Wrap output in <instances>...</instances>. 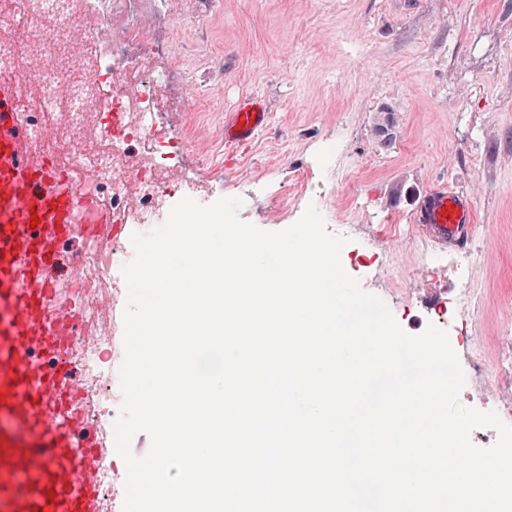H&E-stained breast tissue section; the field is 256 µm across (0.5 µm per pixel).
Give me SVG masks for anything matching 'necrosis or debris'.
<instances>
[{
  "mask_svg": "<svg viewBox=\"0 0 512 512\" xmlns=\"http://www.w3.org/2000/svg\"><path fill=\"white\" fill-rule=\"evenodd\" d=\"M134 3L112 0L113 14L124 16V23L93 29L88 10L77 7L74 0H17L10 22L19 38L0 44V70L7 72L24 44L35 42L43 19L53 20L51 33L61 39L74 29L90 31L82 50L93 76L91 84L71 83L69 97L58 99L54 82L67 79L68 74L57 64L40 63L23 80L25 86L34 87L39 107L24 110L21 130L26 151H37L50 135L63 147L58 156L62 167L74 172L84 164L95 166L99 180L90 192L111 210L113 223L125 227L121 235L106 234L85 242L82 261H73L69 249H62L60 259L73 265L76 280L59 282L53 298L54 303L82 314L83 338L72 355L85 385V422L110 444L115 441L110 419L112 350L124 338L115 312L127 300L122 269L134 257L131 236L163 225L171 207L183 198L201 205L207 202L200 187L173 183L170 165L154 149L170 138L157 123L158 113L181 109L183 100L177 75L148 65L156 31L140 21ZM93 86L98 89L101 111L112 116V126L99 129L96 140L90 141L84 135V112ZM133 195L140 200L135 209L127 205Z\"/></svg>",
  "mask_w": 512,
  "mask_h": 512,
  "instance_id": "obj_1",
  "label": "necrosis or debris"
}]
</instances>
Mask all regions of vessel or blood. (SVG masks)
I'll list each match as a JSON object with an SVG mask.
<instances>
[{
	"instance_id": "1",
	"label": "vessel or blood",
	"mask_w": 512,
	"mask_h": 512,
	"mask_svg": "<svg viewBox=\"0 0 512 512\" xmlns=\"http://www.w3.org/2000/svg\"><path fill=\"white\" fill-rule=\"evenodd\" d=\"M18 105L0 87V413L24 421L41 438L25 449L0 441V512H102L95 463L106 444L78 447L76 431L84 409L82 384L68 354L80 326L76 313L48 322L43 311L61 274L59 239L122 232L111 214L92 198H78L53 151L24 153L16 122ZM269 122L266 100L244 94L224 113L227 145L250 144ZM85 211V227L73 212ZM424 237L438 247L459 246L475 231L470 199L438 187L426 194L416 214ZM52 225L44 237L34 223Z\"/></svg>"
}]
</instances>
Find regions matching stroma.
<instances>
[{"instance_id": "stroma-1", "label": "stroma", "mask_w": 512, "mask_h": 512, "mask_svg": "<svg viewBox=\"0 0 512 512\" xmlns=\"http://www.w3.org/2000/svg\"><path fill=\"white\" fill-rule=\"evenodd\" d=\"M168 14L159 39L199 89L194 110L158 116L183 140L179 181L243 198L241 220L281 231L315 177L328 231L349 238L344 270L407 334L447 331L463 406L512 405V0H170ZM249 92L270 123L251 146L223 147V112ZM388 110L399 132L384 145L373 127ZM442 180L473 198L460 248L417 229ZM464 295L470 314L450 312Z\"/></svg>"}]
</instances>
